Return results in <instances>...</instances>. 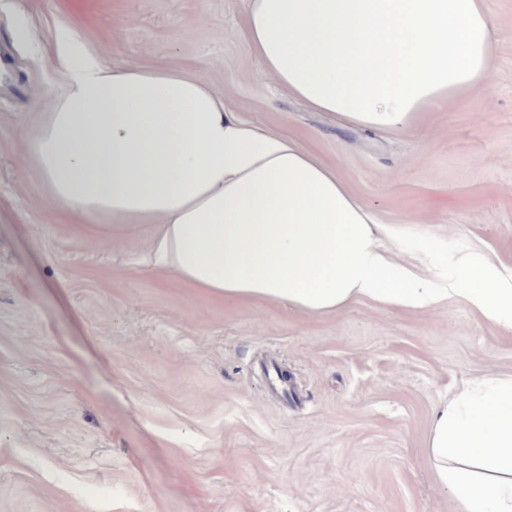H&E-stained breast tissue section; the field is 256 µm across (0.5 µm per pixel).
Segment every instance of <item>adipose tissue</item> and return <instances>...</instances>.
<instances>
[{
    "mask_svg": "<svg viewBox=\"0 0 512 512\" xmlns=\"http://www.w3.org/2000/svg\"><path fill=\"white\" fill-rule=\"evenodd\" d=\"M245 45L316 112L389 130L489 86L488 0H246ZM68 72L25 139L45 200L107 237L155 225L146 262L204 294L321 315L372 298L435 306L384 249L373 213L335 169L244 119L196 72L115 66L61 37ZM489 321L512 330V276L473 253L451 263ZM428 454L460 512H512V374L459 387L435 412Z\"/></svg>",
    "mask_w": 512,
    "mask_h": 512,
    "instance_id": "adipose-tissue-1",
    "label": "adipose tissue"
}]
</instances>
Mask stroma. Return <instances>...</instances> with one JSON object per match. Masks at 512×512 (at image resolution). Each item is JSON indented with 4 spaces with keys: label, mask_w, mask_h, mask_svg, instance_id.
<instances>
[{
    "label": "stroma",
    "mask_w": 512,
    "mask_h": 512,
    "mask_svg": "<svg viewBox=\"0 0 512 512\" xmlns=\"http://www.w3.org/2000/svg\"><path fill=\"white\" fill-rule=\"evenodd\" d=\"M488 5L489 87L385 132L264 75L244 0H0V512H458L433 412L512 374V333L461 293L324 315L206 296L145 265L150 227L106 242L49 206L22 130L65 82L66 33L111 66L200 73L298 141L422 281L465 251L512 273V0Z\"/></svg>",
    "instance_id": "1"
}]
</instances>
